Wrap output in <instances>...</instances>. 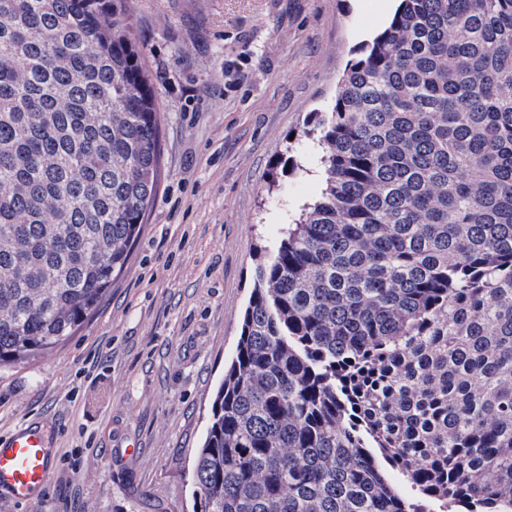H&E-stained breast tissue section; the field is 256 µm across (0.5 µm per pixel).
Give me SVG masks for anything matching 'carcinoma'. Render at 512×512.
<instances>
[{"label":"carcinoma","instance_id":"cac0c4a2","mask_svg":"<svg viewBox=\"0 0 512 512\" xmlns=\"http://www.w3.org/2000/svg\"><path fill=\"white\" fill-rule=\"evenodd\" d=\"M129 0H0V367L68 342L159 189ZM259 258L193 512H512V0H401Z\"/></svg>","mask_w":512,"mask_h":512}]
</instances>
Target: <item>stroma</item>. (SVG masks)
I'll list each match as a JSON object with an SVG mask.
<instances>
[{
    "mask_svg": "<svg viewBox=\"0 0 512 512\" xmlns=\"http://www.w3.org/2000/svg\"><path fill=\"white\" fill-rule=\"evenodd\" d=\"M397 0H130L163 110L161 184L125 270L77 335L0 368V434L29 422L56 469L25 508L193 512L189 470L261 251L324 187L312 115ZM289 170L270 179L272 166Z\"/></svg>",
    "mask_w": 512,
    "mask_h": 512,
    "instance_id": "1",
    "label": "stroma"
}]
</instances>
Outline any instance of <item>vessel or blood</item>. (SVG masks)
<instances>
[{"instance_id": "b4317fda", "label": "vessel or blood", "mask_w": 512, "mask_h": 512, "mask_svg": "<svg viewBox=\"0 0 512 512\" xmlns=\"http://www.w3.org/2000/svg\"><path fill=\"white\" fill-rule=\"evenodd\" d=\"M54 467L45 430L19 428L0 443V494L16 503L30 502L48 484Z\"/></svg>"}]
</instances>
